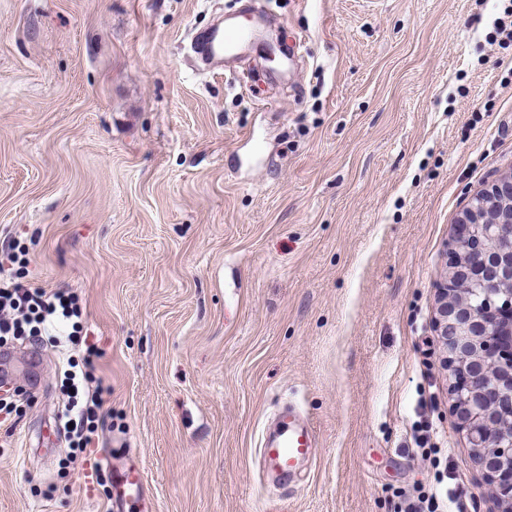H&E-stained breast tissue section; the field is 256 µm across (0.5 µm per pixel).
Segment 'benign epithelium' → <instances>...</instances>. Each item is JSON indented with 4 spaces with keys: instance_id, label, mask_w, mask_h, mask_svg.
Masks as SVG:
<instances>
[{
    "instance_id": "7a95c632",
    "label": "benign epithelium",
    "mask_w": 512,
    "mask_h": 512,
    "mask_svg": "<svg viewBox=\"0 0 512 512\" xmlns=\"http://www.w3.org/2000/svg\"><path fill=\"white\" fill-rule=\"evenodd\" d=\"M479 254L473 264L458 261L463 246ZM512 279V174L497 178L476 193L458 220V238L450 247L445 288L438 307L440 343L447 353L449 394L477 457L482 483L512 512V430L498 420L512 408V367L497 370L484 364L492 315L500 304L512 308V290L492 291L487 305H474L453 283L462 279L477 294Z\"/></svg>"
}]
</instances>
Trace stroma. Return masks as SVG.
Returning a JSON list of instances; mask_svg holds the SVG:
<instances>
[{
	"label": "stroma",
	"mask_w": 512,
	"mask_h": 512,
	"mask_svg": "<svg viewBox=\"0 0 512 512\" xmlns=\"http://www.w3.org/2000/svg\"><path fill=\"white\" fill-rule=\"evenodd\" d=\"M239 0H0V241L74 291L111 385L70 462L62 353L6 344L0 512H397L438 473L497 512L448 394L436 328L469 196L512 171V0H257L295 48L196 71L192 30ZM295 406L318 434L292 483L256 454ZM145 494L144 480L140 467L128 464L116 470L112 479V510L114 512H128L126 506L141 501Z\"/></svg>",
	"instance_id": "35a3bbf8"
}]
</instances>
